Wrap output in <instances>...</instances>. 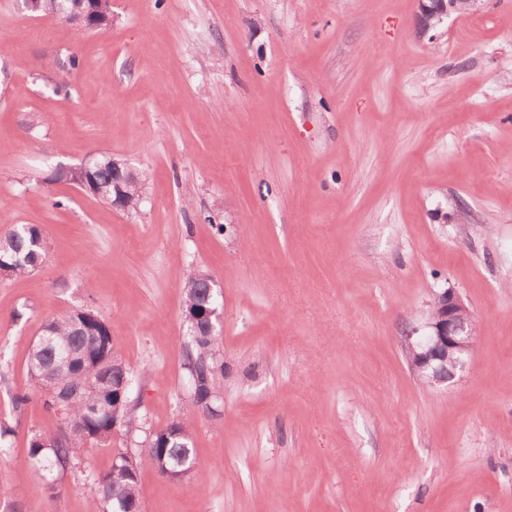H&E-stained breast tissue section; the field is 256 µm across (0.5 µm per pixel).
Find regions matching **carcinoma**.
<instances>
[{
	"instance_id": "1",
	"label": "carcinoma",
	"mask_w": 512,
	"mask_h": 512,
	"mask_svg": "<svg viewBox=\"0 0 512 512\" xmlns=\"http://www.w3.org/2000/svg\"><path fill=\"white\" fill-rule=\"evenodd\" d=\"M97 183L112 188L111 157L92 163ZM126 188L128 209L140 206L146 175L134 171ZM42 230L31 224H17L0 236V268L13 276L36 270L42 262ZM112 336L109 325L100 317L91 318L79 308L62 310L51 316L42 336L33 343L27 369L33 381L30 392L12 395L15 411L21 412L32 396L42 399L45 409L56 422L31 434L28 456L32 464L48 476L75 465L87 443H106L114 436L113 425L126 431L136 427L137 417L129 409L128 391H119L118 379L112 376ZM184 360L192 389V404L203 414L219 416L214 400L204 401L215 393L226 377L219 336H188ZM81 389L78 401L60 407L55 392ZM118 459L104 474L93 480L90 512H140L137 474L143 465L157 467L165 458L170 469H187L189 476L200 473L193 423L176 420L160 432H144L131 455L130 468L123 466L124 449H117Z\"/></svg>"
}]
</instances>
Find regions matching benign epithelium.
Here are the masks:
<instances>
[{"label": "benign epithelium", "mask_w": 512, "mask_h": 512, "mask_svg": "<svg viewBox=\"0 0 512 512\" xmlns=\"http://www.w3.org/2000/svg\"><path fill=\"white\" fill-rule=\"evenodd\" d=\"M478 0H418L416 29L426 31L442 21L451 12H463L474 7ZM26 10L61 17L69 23L86 29L92 14H98V0H23ZM112 196L114 205L125 203V175L122 162L112 159ZM221 314L204 305L188 312L184 321L191 330L198 323H206L209 331L215 330V323ZM428 332L408 343L411 366L421 377L433 383L446 382L455 372L463 368L471 354L476 324L474 313L464 302L459 292L448 288L433 295L428 321Z\"/></svg>", "instance_id": "7a95c632"}]
</instances>
